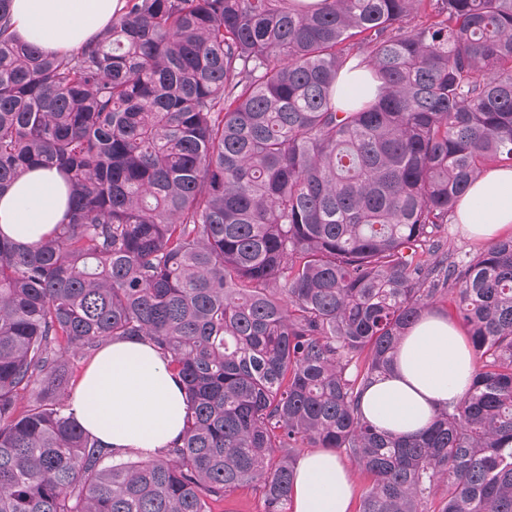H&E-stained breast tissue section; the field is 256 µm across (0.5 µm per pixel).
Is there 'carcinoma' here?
I'll return each mask as SVG.
<instances>
[{"label":"carcinoma","mask_w":512,"mask_h":512,"mask_svg":"<svg viewBox=\"0 0 512 512\" xmlns=\"http://www.w3.org/2000/svg\"><path fill=\"white\" fill-rule=\"evenodd\" d=\"M71 52L0 0V190L68 187L32 245L0 231V512H292L294 457L369 479L360 512H512V236L436 259L471 183L512 166V0H120ZM377 92L338 106L342 76ZM452 298L474 368L414 438L359 408ZM147 338L188 416L114 458L66 413L70 358ZM213 512H264L263 501L251 487H243L214 505Z\"/></svg>","instance_id":"carcinoma-1"}]
</instances>
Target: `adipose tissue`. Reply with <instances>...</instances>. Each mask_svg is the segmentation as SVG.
<instances>
[{
	"label": "adipose tissue",
	"mask_w": 512,
	"mask_h": 512,
	"mask_svg": "<svg viewBox=\"0 0 512 512\" xmlns=\"http://www.w3.org/2000/svg\"><path fill=\"white\" fill-rule=\"evenodd\" d=\"M118 0H13L11 30L45 51H70L108 25ZM62 175L37 168L0 194V231L31 244L66 212ZM456 223L474 237L512 226V168H491L459 202ZM473 374L469 351L448 318L425 314L402 340L392 367L360 399L363 416L384 431L413 437L435 410L457 403ZM67 412L116 456H156L183 432L187 403L168 358L141 338L106 343L87 367ZM353 477L336 452L320 449L296 465L295 512H349Z\"/></svg>",
	"instance_id": "adipose-tissue-1"
}]
</instances>
